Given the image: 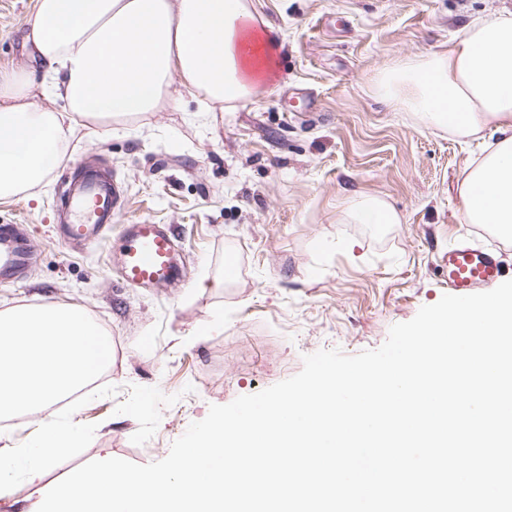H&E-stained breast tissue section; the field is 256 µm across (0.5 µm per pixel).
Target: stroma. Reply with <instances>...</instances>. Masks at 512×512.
<instances>
[{"label":"stroma","instance_id":"1","mask_svg":"<svg viewBox=\"0 0 512 512\" xmlns=\"http://www.w3.org/2000/svg\"><path fill=\"white\" fill-rule=\"evenodd\" d=\"M281 45L263 95L202 111L180 85L161 110L80 130L69 164L97 163L124 192L112 226L167 224L186 277L153 291L122 284L112 241L68 246L51 232L66 173L0 198V225L32 240L28 273L0 287V311L80 305L109 333L117 392L75 412L96 424L78 456L0 493V512H37L81 465L165 458L211 405L296 375L304 355L380 347L391 326L437 303L449 246H497L512 279V240L466 223L460 191L484 141L429 127L375 95L376 73L447 50L470 18L512 0H250ZM36 0H0V64L29 70L24 20ZM375 196L396 224H349L353 198ZM236 272L225 277L227 257Z\"/></svg>","mask_w":512,"mask_h":512}]
</instances>
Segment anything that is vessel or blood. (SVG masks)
<instances>
[{"label":"vessel or blood","instance_id":"1","mask_svg":"<svg viewBox=\"0 0 512 512\" xmlns=\"http://www.w3.org/2000/svg\"><path fill=\"white\" fill-rule=\"evenodd\" d=\"M67 216L56 226L57 237L68 244L98 241L112 228L121 209L120 192L111 175L92 166L74 167L63 194ZM115 256L126 287L154 288L178 274L172 229L163 224H127L119 234ZM32 254L27 235L16 225H0V283L14 282L27 268ZM445 281L454 295L464 296L502 277L498 251L492 247L461 244L442 257Z\"/></svg>","mask_w":512,"mask_h":512}]
</instances>
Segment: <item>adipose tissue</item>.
Segmentation results:
<instances>
[{
    "label": "adipose tissue",
    "mask_w": 512,
    "mask_h": 512,
    "mask_svg": "<svg viewBox=\"0 0 512 512\" xmlns=\"http://www.w3.org/2000/svg\"><path fill=\"white\" fill-rule=\"evenodd\" d=\"M25 40L42 66H0V197L40 187L67 159L74 120L96 125L161 108L172 82L204 111L259 96L277 42L247 0H37ZM374 91L452 135L501 138L461 191L467 223L512 238V11L470 21L447 51L383 68Z\"/></svg>",
    "instance_id": "obj_1"
}]
</instances>
